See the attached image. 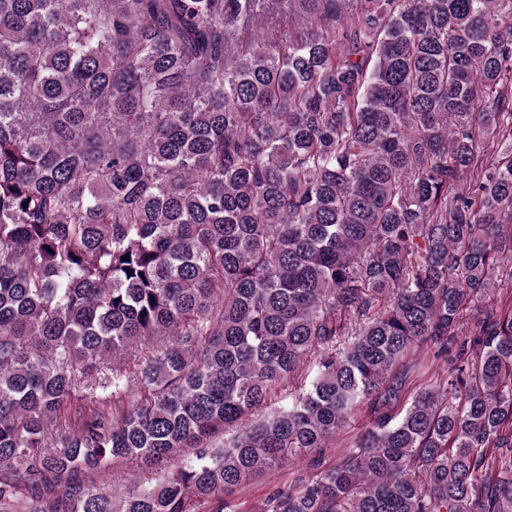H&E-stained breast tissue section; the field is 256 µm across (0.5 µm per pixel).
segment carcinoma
<instances>
[{
	"label": "carcinoma",
	"instance_id": "cac0c4a2",
	"mask_svg": "<svg viewBox=\"0 0 512 512\" xmlns=\"http://www.w3.org/2000/svg\"><path fill=\"white\" fill-rule=\"evenodd\" d=\"M497 272L512 0H0V512H512ZM416 359L417 361H415ZM403 364L407 366L406 370L408 371L403 398H407L417 390L426 387L438 372H442V362L433 360L430 351L417 350L411 353ZM364 423L365 418L350 420L336 438L333 447L327 448L321 457L319 467L312 463L313 455L307 456L305 460H293L265 476L251 479L229 499L235 502L245 501L249 512H261L265 500L277 487L293 485L301 480L307 481L326 467L335 465L346 447L361 432ZM132 473L137 474L138 480L143 485H148L161 475L155 468L144 467L142 469L134 463L123 462L114 464L103 476H96L92 479L96 486L105 487L109 492L114 490L116 493H120L128 487Z\"/></svg>",
	"mask_w": 512,
	"mask_h": 512
}]
</instances>
